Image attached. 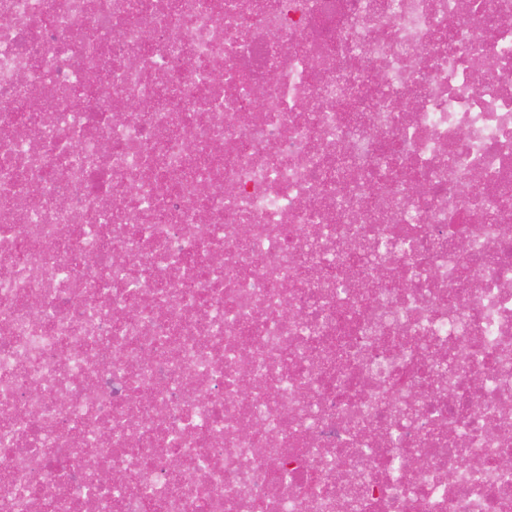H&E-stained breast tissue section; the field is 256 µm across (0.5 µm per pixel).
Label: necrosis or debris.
Returning a JSON list of instances; mask_svg holds the SVG:
<instances>
[{"label": "necrosis or debris", "mask_w": 512, "mask_h": 512, "mask_svg": "<svg viewBox=\"0 0 512 512\" xmlns=\"http://www.w3.org/2000/svg\"><path fill=\"white\" fill-rule=\"evenodd\" d=\"M0 512H512V0H0Z\"/></svg>", "instance_id": "4bbe7bcc"}]
</instances>
